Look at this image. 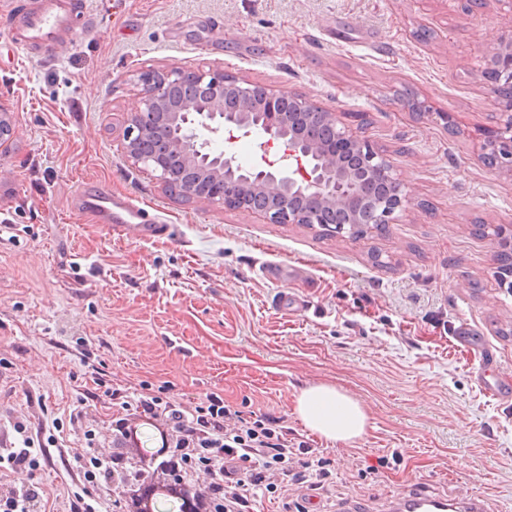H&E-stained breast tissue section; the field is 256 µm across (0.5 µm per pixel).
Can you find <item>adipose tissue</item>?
<instances>
[{
    "label": "adipose tissue",
    "mask_w": 512,
    "mask_h": 512,
    "mask_svg": "<svg viewBox=\"0 0 512 512\" xmlns=\"http://www.w3.org/2000/svg\"><path fill=\"white\" fill-rule=\"evenodd\" d=\"M295 411L312 432L334 443L356 442L367 431L369 414L363 403L329 383L301 388Z\"/></svg>",
    "instance_id": "ef3b65f1"
}]
</instances>
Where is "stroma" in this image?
I'll list each match as a JSON object with an SVG mask.
<instances>
[{"instance_id": "stroma-1", "label": "stroma", "mask_w": 512, "mask_h": 512, "mask_svg": "<svg viewBox=\"0 0 512 512\" xmlns=\"http://www.w3.org/2000/svg\"><path fill=\"white\" fill-rule=\"evenodd\" d=\"M72 21L77 37L62 34L51 58L0 43L14 127L0 138V439L17 420L57 434L52 466L32 475L52 504L76 481L64 468L76 454L118 453L162 480L152 425L112 444V390L145 383L187 407L214 391L283 420L331 461L323 488L294 492L322 512L462 486L487 512H512V401L473 373L512 372V290L491 238L473 232L512 225V175L481 159V132L499 121L482 50L512 26V0L471 15L465 0H76ZM177 63L343 113L393 163L409 209L351 239L165 193L121 142L139 74ZM93 184L169 236H112L80 206ZM269 262L306 273L270 279ZM290 291L308 307L287 319L276 300ZM322 382L367 407L363 439L332 443L299 420L295 393Z\"/></svg>"}]
</instances>
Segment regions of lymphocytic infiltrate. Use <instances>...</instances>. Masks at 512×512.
Here are the masks:
<instances>
[{"label":"lymphocytic infiltrate","mask_w":512,"mask_h":512,"mask_svg":"<svg viewBox=\"0 0 512 512\" xmlns=\"http://www.w3.org/2000/svg\"><path fill=\"white\" fill-rule=\"evenodd\" d=\"M113 405L123 410L112 428L117 438L133 442L136 428L127 418L162 422L172 436L168 459L161 468L176 481L202 478L206 500L195 501L196 512H253L258 494H281L289 487L324 485L331 476L328 461L308 442L288 436L286 427L266 415L243 416L225 405L220 393L210 392L194 409L156 395L148 385L113 393ZM21 441L0 446V470L18 475L0 496V512H44V492L29 474L52 456L40 434L23 422L13 425ZM80 483L68 492L66 512H110L106 492L117 491L119 478L140 480L142 474L123 466L121 458L74 457L69 464Z\"/></svg>","instance_id":"1"}]
</instances>
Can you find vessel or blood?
<instances>
[{"mask_svg": "<svg viewBox=\"0 0 512 512\" xmlns=\"http://www.w3.org/2000/svg\"><path fill=\"white\" fill-rule=\"evenodd\" d=\"M7 8L17 13L18 21L1 24L0 36L8 39L14 50L43 56L57 52L59 33L70 27L69 0H39L29 8L22 7L19 0H9ZM83 204L114 235L153 242L169 234L168 225L146 223L144 208L129 205L122 215H114L110 190L98 187L86 190ZM383 512H486V509L483 501L465 487L452 499L408 489L390 500Z\"/></svg>", "mask_w": 512, "mask_h": 512, "instance_id": "obj_1", "label": "vessel or blood"}]
</instances>
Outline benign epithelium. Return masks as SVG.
Segmentation results:
<instances>
[{
  "label": "benign epithelium",
  "mask_w": 512,
  "mask_h": 512,
  "mask_svg": "<svg viewBox=\"0 0 512 512\" xmlns=\"http://www.w3.org/2000/svg\"><path fill=\"white\" fill-rule=\"evenodd\" d=\"M483 63L501 116V122L483 131V159L512 173L511 31L499 35ZM140 81L143 108L127 119L122 148L133 165L158 173L165 188L180 165L195 177L183 193L198 203L259 214L271 224H313L316 212L325 209L323 230L350 238L382 230L396 211L409 205L407 195L399 193L381 207L374 225L340 221L336 208L357 211L363 204L344 164L346 156L357 158L371 181L401 185L394 165L348 129L340 112L300 94L262 88L257 116L269 139L260 144L256 167L244 173L234 155L212 152L199 130L222 133L228 144L248 134L255 85L222 68L187 66L148 70ZM275 142L283 144V151L271 152Z\"/></svg>",
  "instance_id": "1"
}]
</instances>
